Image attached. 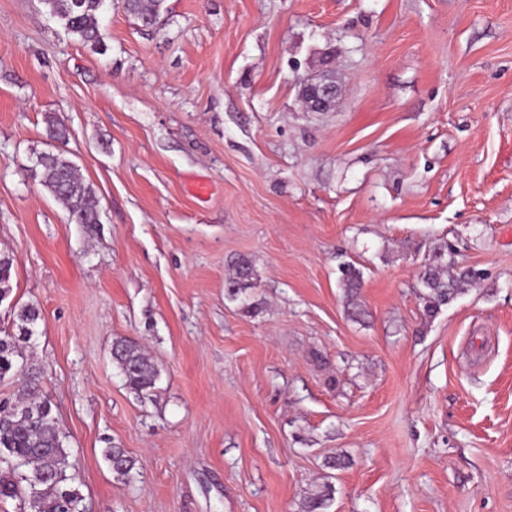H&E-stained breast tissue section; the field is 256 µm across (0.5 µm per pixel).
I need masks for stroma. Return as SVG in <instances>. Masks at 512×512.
Masks as SVG:
<instances>
[{"label": "stroma", "mask_w": 512, "mask_h": 512, "mask_svg": "<svg viewBox=\"0 0 512 512\" xmlns=\"http://www.w3.org/2000/svg\"><path fill=\"white\" fill-rule=\"evenodd\" d=\"M101 29L98 54L0 0V331L40 309L26 353L86 512H298L326 479V512H512V0H165L153 34L116 2ZM321 74L340 95L310 112ZM49 115L100 223L28 173ZM439 240L485 277L429 317ZM298 94L312 112H329L337 98L338 87L329 77H308L300 82ZM255 269L248 257H239L234 262V272L225 280L226 295L229 299L238 301L246 313H256L257 304L251 300L254 286ZM341 287L344 288L348 313L357 317L362 313L358 300V290L361 286L363 274L360 269L350 263H343L340 267ZM112 358L130 389L138 393H147L155 388L158 379L157 368L136 342L122 338L115 340ZM103 456L107 461L113 476L124 482H129L136 472V460L122 448H105Z\"/></svg>", "instance_id": "stroma-1"}]
</instances>
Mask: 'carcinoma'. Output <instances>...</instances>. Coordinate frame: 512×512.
I'll list each match as a JSON object with an SVG mask.
<instances>
[{
    "instance_id": "cac0c4a2",
    "label": "carcinoma",
    "mask_w": 512,
    "mask_h": 512,
    "mask_svg": "<svg viewBox=\"0 0 512 512\" xmlns=\"http://www.w3.org/2000/svg\"><path fill=\"white\" fill-rule=\"evenodd\" d=\"M49 15L57 19L71 37L99 53H105L100 19L108 0H41ZM164 0H123V9L151 32L156 30ZM30 177L68 211L76 224L101 223L95 190L83 180L77 166L66 151L57 149L37 152L29 167ZM13 258L0 253V301L11 292L10 278ZM448 248L435 246L424 258L418 277L419 298L424 312L432 317L464 291V286L481 278L473 268L452 271ZM341 287L344 288L348 313H362L358 290L363 274L350 263L340 267ZM255 269L252 260L240 257L234 262V272L225 280L226 295L240 303L246 313L257 312L251 300ZM40 319V310L22 305L16 312L18 332L0 336V381L6 376L22 380L24 396L13 401L0 400V457L9 464V471L0 476V502H16L17 512H83V497L68 486L73 477L69 452L61 439L50 402L41 397L39 371L28 362L24 352ZM112 358L128 387L138 393L155 388L158 371L150 357L136 342L117 339ZM103 456L113 476L129 482L136 472V460L122 448H106ZM334 489L328 482L312 491L300 503L301 512H323L332 499Z\"/></svg>"
}]
</instances>
